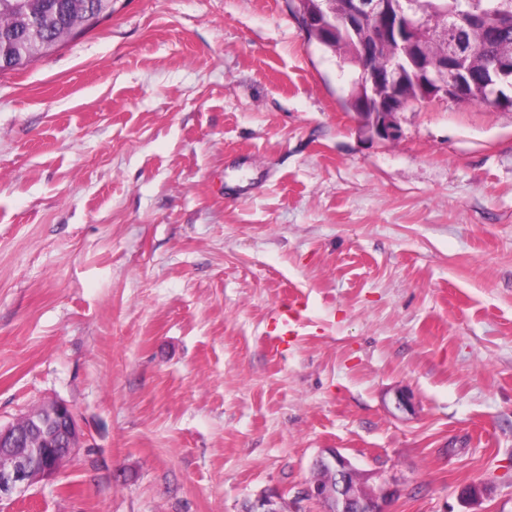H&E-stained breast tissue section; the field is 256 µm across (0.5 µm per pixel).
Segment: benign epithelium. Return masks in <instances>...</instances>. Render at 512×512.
Listing matches in <instances>:
<instances>
[{"label":"benign epithelium","mask_w":512,"mask_h":512,"mask_svg":"<svg viewBox=\"0 0 512 512\" xmlns=\"http://www.w3.org/2000/svg\"><path fill=\"white\" fill-rule=\"evenodd\" d=\"M373 21L379 39L389 44L410 45V65L421 74L419 100L450 98L467 101L468 85L462 72V57L451 39V27L442 35L448 38V55L439 68H423L424 46L408 37L415 32L402 10L391 8L386 0H349L339 21L355 31L364 19ZM393 103L363 100L368 112L361 113L365 127L381 139H393L397 129L392 122ZM0 502L21 495L38 480L60 473L71 453L82 447V435L71 406L62 401L49 402L24 415V422L0 424ZM313 467L332 471L333 478L314 480L303 494L317 501L332 499L338 512H386L385 504L395 489L386 481L368 483L367 478L336 450L329 449L316 457ZM244 512H283L280 498H258Z\"/></svg>","instance_id":"benign-epithelium-1"}]
</instances>
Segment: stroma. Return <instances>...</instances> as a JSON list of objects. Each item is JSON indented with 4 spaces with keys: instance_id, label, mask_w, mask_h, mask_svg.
I'll return each instance as SVG.
<instances>
[{
    "instance_id": "35a3bbf8",
    "label": "stroma",
    "mask_w": 512,
    "mask_h": 512,
    "mask_svg": "<svg viewBox=\"0 0 512 512\" xmlns=\"http://www.w3.org/2000/svg\"><path fill=\"white\" fill-rule=\"evenodd\" d=\"M353 78L288 0H112L0 72V424L84 436L0 512H322L327 448L386 512H512V109L384 140Z\"/></svg>"
}]
</instances>
